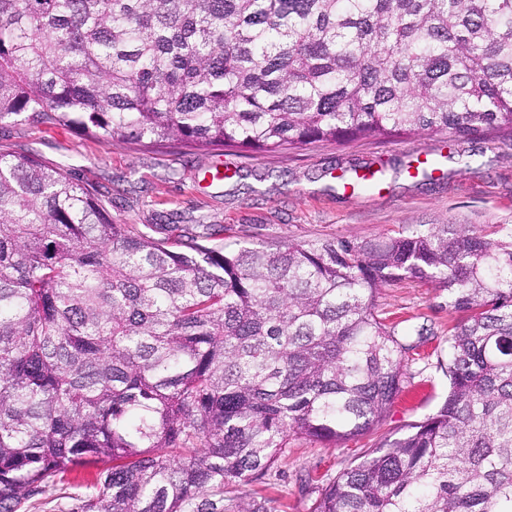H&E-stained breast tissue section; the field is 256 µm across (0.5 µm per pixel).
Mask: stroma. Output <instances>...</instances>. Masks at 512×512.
<instances>
[{"label":"stroma","instance_id":"stroma-1","mask_svg":"<svg viewBox=\"0 0 512 512\" xmlns=\"http://www.w3.org/2000/svg\"><path fill=\"white\" fill-rule=\"evenodd\" d=\"M0 147L33 153L95 189L113 219L139 227L197 221L224 227L228 246L290 240L361 241L400 224H512V138L453 141L421 135L337 145L314 143L275 154L199 150L173 145L137 149L94 138L74 126L47 129L24 118L0 122ZM461 152L466 167L446 163L432 178H412L407 166ZM366 164L391 174L371 189L343 191L345 177ZM386 316L423 328L405 355V377L377 429L327 448L290 441L277 468L248 493L272 499L276 512H309L327 478L360 461L381 437L434 413L448 394L440 364L448 359V328L456 321L448 294L403 281L383 288Z\"/></svg>","mask_w":512,"mask_h":512}]
</instances>
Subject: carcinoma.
<instances>
[{
    "instance_id": "carcinoma-1",
    "label": "carcinoma",
    "mask_w": 512,
    "mask_h": 512,
    "mask_svg": "<svg viewBox=\"0 0 512 512\" xmlns=\"http://www.w3.org/2000/svg\"><path fill=\"white\" fill-rule=\"evenodd\" d=\"M242 153L512 136V0H0V122ZM112 219L0 150V512H272L294 437L377 428L404 378L379 313L448 291V396L310 512H512V224L230 248Z\"/></svg>"
}]
</instances>
